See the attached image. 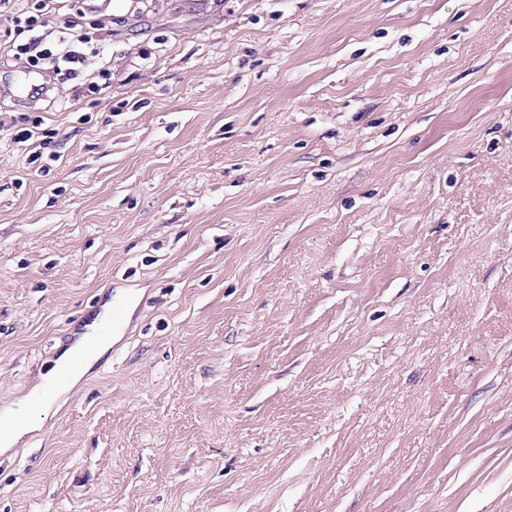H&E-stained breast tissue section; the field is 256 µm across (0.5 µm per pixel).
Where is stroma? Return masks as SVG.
Segmentation results:
<instances>
[{
    "instance_id": "35a3bbf8",
    "label": "stroma",
    "mask_w": 512,
    "mask_h": 512,
    "mask_svg": "<svg viewBox=\"0 0 512 512\" xmlns=\"http://www.w3.org/2000/svg\"><path fill=\"white\" fill-rule=\"evenodd\" d=\"M97 5L0 68V410L137 304L0 512H512V0ZM34 14H20L9 17L12 26L29 33L27 42L10 49L9 61L26 69L36 68L55 81L74 82V99L86 97L89 93H101L107 89V82L99 85L83 78V65L87 51L92 56L108 54L112 45V18H104L92 1H82V6L70 13L60 25H51L47 19L50 5L63 4V0L36 1ZM58 2V3H54ZM96 30L98 39L92 43L87 29Z\"/></svg>"
}]
</instances>
